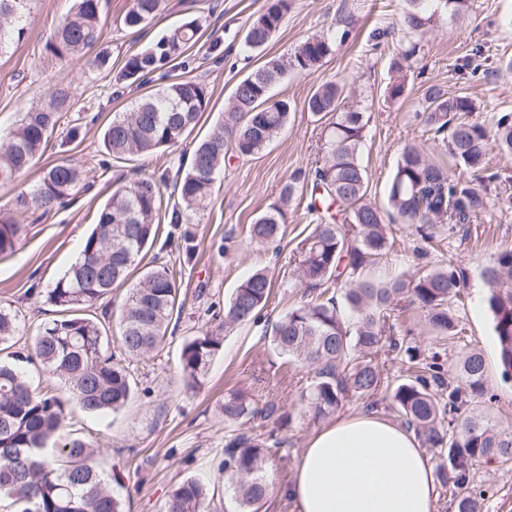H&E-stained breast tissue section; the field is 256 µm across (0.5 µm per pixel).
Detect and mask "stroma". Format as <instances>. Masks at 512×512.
Returning a JSON list of instances; mask_svg holds the SVG:
<instances>
[{"label": "stroma", "mask_w": 512, "mask_h": 512, "mask_svg": "<svg viewBox=\"0 0 512 512\" xmlns=\"http://www.w3.org/2000/svg\"><path fill=\"white\" fill-rule=\"evenodd\" d=\"M129 2L107 0L104 7L96 49L110 56L111 72L46 51V43L71 11L73 0H28L19 30L0 47V138H8L21 112L41 93L63 85L75 91L73 108L63 113L32 168L13 183L0 184V216L29 227L16 252L0 259V305L18 314L16 349L33 353L41 327L55 316L42 292L75 262L98 208L113 187L140 173L161 179V235L171 238L173 245L152 247L141 264L149 266L157 256L171 261L182 279L185 301L180 316L171 322L162 350L138 364L137 389L130 404L117 414H91L72 401L64 379L36 374L32 383L67 400L70 413L65 434L95 442L105 469L120 477L114 492L122 499L125 512H161L171 489L190 478L215 485L217 493L210 508L226 512L231 494L224 489L219 467L225 434L220 405L234 392L245 393L260 404L276 402L292 419L281 432L284 444L268 473L274 491L261 503L259 512H293L291 502L279 496L276 488L292 480L313 433L361 412L370 411L393 422L398 415L383 398L373 402L353 398L317 420L304 414L300 395L311 382L310 374L303 365L278 354L268 332L305 300L304 286L291 275L290 259L316 222L308 210L310 198L299 197L289 208L280 241L250 244L245 227L276 201L291 176L320 163L325 123L304 107L320 84L346 83L350 102L370 115L360 160L369 176V198L381 207L386 204V187L405 145L421 146L440 163L448 161L416 118L426 86L436 84L468 95L476 104L471 118L478 122H489L497 112H512V75L501 72L502 64L512 59V0H470L464 20H438L422 37L420 68L408 71L404 93L395 100L388 96L395 78L390 69L392 53L370 50L369 44L377 29L391 31L397 39L403 36L404 0H293L283 25L260 53L245 48L243 35L266 0H164L157 19L139 31L119 24ZM193 18L201 22L202 36L188 51L186 65L176 67L173 74L206 86L210 96L207 112L180 147L148 158L113 161L103 147L101 130L114 113L128 111L142 94L133 85L117 93L114 71L122 68L128 55L150 45L162 32ZM343 27L349 28V38L316 70L289 74L273 88L274 98L292 105L283 134L258 155L226 161L207 207L190 223H172L178 205L175 162L196 138L211 130L235 84L266 59L290 56L308 35ZM476 47L483 51L480 72L460 73V65ZM64 160L74 161L83 171L73 198L44 215L18 211L15 197L34 184L44 169ZM488 171L496 176L488 185V207L466 231L451 235L438 228L433 241L426 242L412 226L390 225L391 249L374 274L387 279L403 271L429 272L450 263L463 269L465 298L456 310L461 334L436 339L416 310L407 311L404 324L396 326L394 333L408 336L421 355L439 353L444 378L452 384L458 381L462 355L472 348L480 350L486 363L484 392L474 398L471 407L489 415L498 427L512 430V380L501 374L481 276L498 252L512 248V156L491 152ZM257 268L265 269L275 283L261 322L239 325L226 333L223 349L212 360L201 385L185 388L179 370L184 342L203 330L217 329L210 308H222L238 283ZM471 480L483 492L481 512H512V465L472 467Z\"/></svg>", "instance_id": "35a3bbf8"}]
</instances>
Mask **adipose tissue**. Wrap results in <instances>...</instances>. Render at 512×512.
Masks as SVG:
<instances>
[{
	"mask_svg": "<svg viewBox=\"0 0 512 512\" xmlns=\"http://www.w3.org/2000/svg\"><path fill=\"white\" fill-rule=\"evenodd\" d=\"M284 493L296 512H432L435 464L413 431L362 413L313 434Z\"/></svg>",
	"mask_w": 512,
	"mask_h": 512,
	"instance_id": "adipose-tissue-1",
	"label": "adipose tissue"
}]
</instances>
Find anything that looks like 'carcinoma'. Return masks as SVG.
Masks as SVG:
<instances>
[{"label": "carcinoma", "instance_id": "carcinoma-1", "mask_svg": "<svg viewBox=\"0 0 512 512\" xmlns=\"http://www.w3.org/2000/svg\"><path fill=\"white\" fill-rule=\"evenodd\" d=\"M406 0V40L394 52L392 69L407 71L418 64L426 28L444 12L459 18L468 0ZM24 0H0V41L22 20ZM162 0H131L121 19L124 28L141 29L160 14ZM291 0H267L248 24L244 42L253 51L265 48L283 25ZM102 0H75L57 27L46 50L58 57L82 58L101 36ZM200 24L185 23L162 35L150 47L127 57L115 80L137 81L171 66L199 41ZM347 31L308 36L287 59L270 58L239 80L220 120L193 148L183 177L176 184L179 208L171 223L180 224L204 207L226 157L254 156L267 148L287 127L290 104L270 95L271 87L288 73H306L334 52ZM346 85L326 82L305 102L313 116L329 123L324 158L311 173L313 212L321 211L303 240L293 275L308 290L324 296L339 291L355 315L348 326L335 297L309 301L288 311L272 326L270 342L283 355L313 371L309 392L302 395L313 418L336 411L348 397L384 394L401 422L413 430L423 448L434 449L440 484L448 491L455 512H478L477 492L470 487V467L484 458L501 464L512 461V430L472 414L469 406L483 391L485 360L479 351L464 358L461 381L449 385L442 375L438 353L420 358L416 348L384 336L385 314L416 307L425 313L435 335L451 338L462 332L454 304L465 286L453 264L425 275H399L380 280L371 269L389 251V224H416L421 233L448 227L454 234L484 212L487 186L470 180L487 171L486 159L497 149L512 154V113L499 112L491 126L471 121L474 101L438 85L426 88L418 117L441 138L453 169L435 162L420 147L403 148L386 190L387 209L368 200L369 177L360 162V147L369 122L366 112L347 103ZM74 106L69 87L43 94L0 144V183L27 172L43 152L61 114ZM206 88L193 80H173L118 112L103 132V144L117 162L148 156L179 146L207 111ZM81 171L69 161L50 166L28 190L15 198L22 211H50L73 194ZM299 179L285 183L277 201L248 225L250 242H272L283 235L285 212L298 197ZM162 208L160 181L139 175L120 182L98 211L97 222L85 238L80 258L53 286L45 301L59 317L43 327L34 354L13 353L0 361V499L11 501L14 512H123L120 498L98 460L94 444L81 437L56 438L67 418L66 401L32 388L22 364L38 361L52 376L65 379L79 405L95 413L118 412L137 386L131 362L160 351L179 304L181 281L164 263L143 270L128 290L119 313L120 356L107 353L109 327L90 314L115 286L126 283L132 266L158 240L157 219ZM28 225L0 219V256L12 254L28 235ZM488 288L486 302L494 320L502 376H512V249L499 252L482 271ZM272 282L259 269L234 288L224 306L218 330H205L186 340L180 354L187 386L200 384L213 358L224 345L223 332L255 322L269 302ZM17 314L0 307V346L17 331ZM404 354L418 370L391 384L378 361L383 349ZM224 424L237 428L224 445V488L232 491L237 512H258L268 496V462L282 441L275 434L254 433L256 422L275 415L276 407H260L243 393H231L221 404ZM277 416V415H275ZM288 414L277 416L284 424ZM209 488L198 480L175 487L163 512H208Z\"/></svg>", "mask_w": 512, "mask_h": 512}]
</instances>
